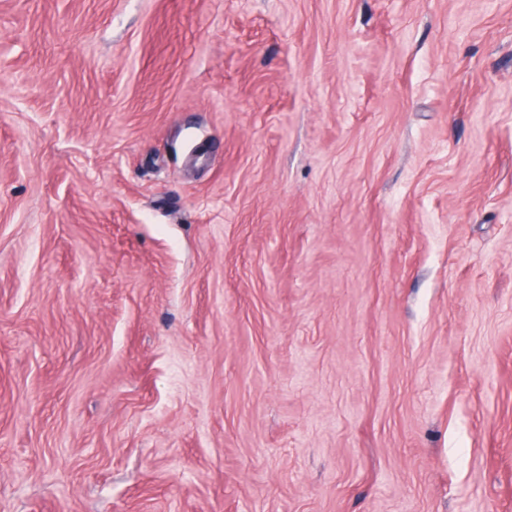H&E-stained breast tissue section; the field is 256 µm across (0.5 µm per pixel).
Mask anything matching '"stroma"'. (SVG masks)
Segmentation results:
<instances>
[{
	"mask_svg": "<svg viewBox=\"0 0 512 512\" xmlns=\"http://www.w3.org/2000/svg\"><path fill=\"white\" fill-rule=\"evenodd\" d=\"M0 512H512V0H0Z\"/></svg>",
	"mask_w": 512,
	"mask_h": 512,
	"instance_id": "obj_1",
	"label": "stroma"
}]
</instances>
